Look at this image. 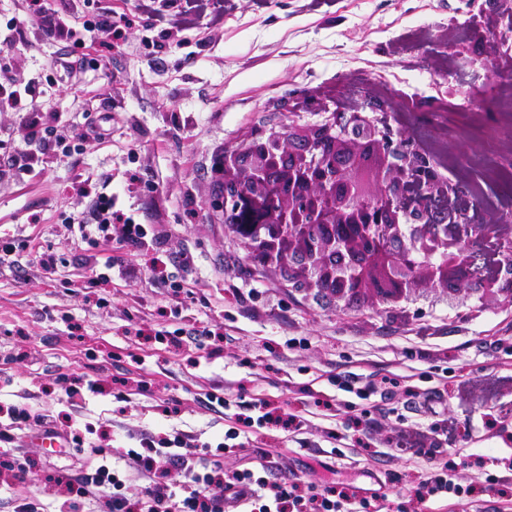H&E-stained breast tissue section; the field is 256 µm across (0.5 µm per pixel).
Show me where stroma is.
<instances>
[{
    "label": "stroma",
    "mask_w": 512,
    "mask_h": 512,
    "mask_svg": "<svg viewBox=\"0 0 512 512\" xmlns=\"http://www.w3.org/2000/svg\"><path fill=\"white\" fill-rule=\"evenodd\" d=\"M185 0H46L68 26L113 8L133 21L126 43L94 61L44 35L28 0H0V67L31 93L0 92V463L26 473L0 479V512H18L38 494L41 512H104L108 488L60 495L58 479L93 474L99 445L135 448L143 435H188L217 444L236 426L234 408L257 396L300 416L292 434L254 438L250 455L231 448L229 466L271 463L274 481L349 484L361 495L405 494L423 459L402 449L399 430L419 428L441 450L466 451L467 480L483 492L449 512H498L491 485L506 473L493 459L512 449V303L457 299L424 288L395 304L348 303L293 288L279 271L253 262L244 238L212 214L215 167L225 148L251 131L322 122L380 96L391 103L393 131L422 147L494 144L507 122L512 90L497 69L512 57L487 0H224V20L169 28ZM457 27L455 74L438 65L437 30ZM290 109L278 111L280 101ZM144 226L143 243L117 237L90 245L81 226L92 196ZM53 255L52 273L41 268ZM104 288H84L90 273ZM379 370L413 386L367 398L341 390ZM75 375L99 392L67 394ZM133 376L138 390L116 393ZM483 387L471 402L459 383ZM333 397L366 410L375 423L369 447L354 444ZM31 419L16 425L3 410ZM461 423L440 439L441 412ZM494 415L495 429L485 426ZM79 435L83 445L52 451L43 422ZM237 427V426H236Z\"/></svg>",
    "instance_id": "35a3bbf8"
}]
</instances>
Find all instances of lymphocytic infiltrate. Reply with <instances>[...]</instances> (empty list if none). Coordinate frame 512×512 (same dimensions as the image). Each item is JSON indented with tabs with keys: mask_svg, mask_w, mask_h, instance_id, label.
Here are the masks:
<instances>
[{
	"mask_svg": "<svg viewBox=\"0 0 512 512\" xmlns=\"http://www.w3.org/2000/svg\"><path fill=\"white\" fill-rule=\"evenodd\" d=\"M91 216L98 232L115 225L126 241H138L143 235L140 225L113 210L110 196L101 194L94 199ZM249 410L243 419L249 427L289 431L300 426L296 415L265 399H255ZM403 435L405 447L412 455L427 458L429 466L411 482L405 501L397 504L378 493L358 497L345 489L331 498L313 483L268 482L250 468H228L216 460L198 472L189 462L204 449L182 436L173 448H158L152 439H142L141 449L133 457L152 482L139 495L124 493L108 465H99L96 480L113 489L106 502L108 512H442L449 495L461 491L460 464L430 455L416 430H404ZM176 466L186 470V480L180 486L167 480L170 468Z\"/></svg>",
	"mask_w": 512,
	"mask_h": 512,
	"instance_id": "f902f5d3",
	"label": "lymphocytic infiltrate"
}]
</instances>
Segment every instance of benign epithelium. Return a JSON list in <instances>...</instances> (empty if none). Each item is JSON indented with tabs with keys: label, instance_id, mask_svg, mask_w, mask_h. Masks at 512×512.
Instances as JSON below:
<instances>
[{
	"label": "benign epithelium",
	"instance_id": "benign-epithelium-1",
	"mask_svg": "<svg viewBox=\"0 0 512 512\" xmlns=\"http://www.w3.org/2000/svg\"><path fill=\"white\" fill-rule=\"evenodd\" d=\"M367 109L252 131L220 159L212 208L296 288L379 303L451 283L512 303V234L470 219L471 186L393 138L384 102Z\"/></svg>",
	"mask_w": 512,
	"mask_h": 512
}]
</instances>
